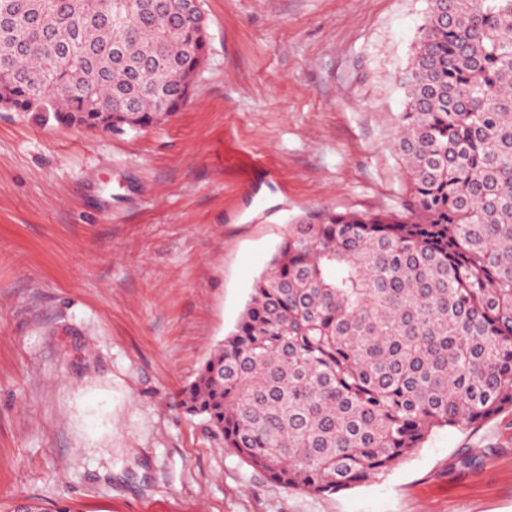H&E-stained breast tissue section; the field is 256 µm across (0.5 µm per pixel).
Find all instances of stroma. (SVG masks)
<instances>
[{
	"mask_svg": "<svg viewBox=\"0 0 512 512\" xmlns=\"http://www.w3.org/2000/svg\"><path fill=\"white\" fill-rule=\"evenodd\" d=\"M427 0H201L184 108L112 133L0 110V512H512V411L335 494L270 482L180 407L317 209L396 211Z\"/></svg>",
	"mask_w": 512,
	"mask_h": 512,
	"instance_id": "obj_1",
	"label": "stroma"
}]
</instances>
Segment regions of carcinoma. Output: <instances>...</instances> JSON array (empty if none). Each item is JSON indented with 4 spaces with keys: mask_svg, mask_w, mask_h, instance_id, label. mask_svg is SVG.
<instances>
[{
    "mask_svg": "<svg viewBox=\"0 0 512 512\" xmlns=\"http://www.w3.org/2000/svg\"><path fill=\"white\" fill-rule=\"evenodd\" d=\"M170 0H0V107L142 130L185 103L207 24ZM402 212L306 215L180 405L269 480L351 489L512 410V0H428Z\"/></svg>",
    "mask_w": 512,
    "mask_h": 512,
    "instance_id": "1",
    "label": "carcinoma"
}]
</instances>
